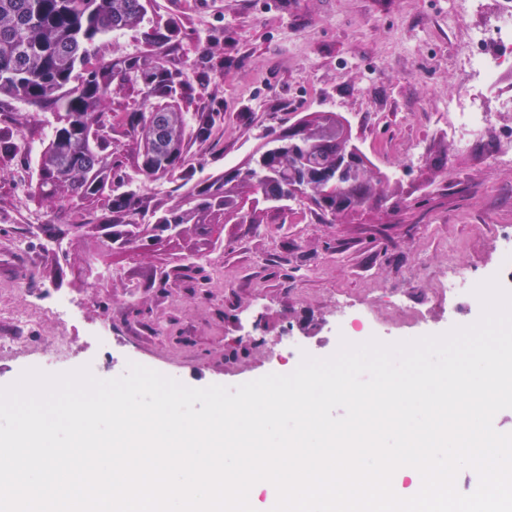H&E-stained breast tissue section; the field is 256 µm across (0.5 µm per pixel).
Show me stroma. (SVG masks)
Here are the masks:
<instances>
[{"label": "stroma", "instance_id": "obj_1", "mask_svg": "<svg viewBox=\"0 0 512 512\" xmlns=\"http://www.w3.org/2000/svg\"><path fill=\"white\" fill-rule=\"evenodd\" d=\"M453 0H148L151 26L177 22L170 62L187 76L204 52L224 76L196 95L193 112L221 111L205 144L188 147L186 176L202 180L244 162L266 135L311 112L344 116L355 142L389 178L390 195L332 224L299 203L262 212L257 224L193 226L143 250H102L97 235L50 239V209L31 189L53 112L0 103V134L19 150L0 155V313L33 323L31 350L0 353V387L37 367L35 348L57 336L73 346L67 372L96 359L111 337L103 374L126 360L193 387L229 388L293 364L276 360L282 337L326 358L341 340L441 334L475 322L455 314L437 279L452 268L499 274L494 240L512 227V168L494 163L512 144V113H494L487 140L452 150L442 110L459 89L455 60L480 14L451 17ZM214 279L204 292L203 278ZM58 290L73 297L74 323L43 308ZM371 311L359 328L341 305Z\"/></svg>", "mask_w": 512, "mask_h": 512}]
</instances>
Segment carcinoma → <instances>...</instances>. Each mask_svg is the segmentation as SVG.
<instances>
[{
  "mask_svg": "<svg viewBox=\"0 0 512 512\" xmlns=\"http://www.w3.org/2000/svg\"><path fill=\"white\" fill-rule=\"evenodd\" d=\"M145 16V0H0V98L56 117L32 195L65 218L59 234L74 224H106L133 250L142 243L148 210L160 239L171 224H254L267 188L288 197L303 185L320 196L308 209L333 221L357 213L359 200L381 196L382 179L359 147L352 162L336 164L342 137L336 112L313 113V131L301 141L290 138L289 125L271 132L254 161L229 178L221 173L183 181L170 207L150 208L140 191L116 189L124 165L119 137L136 142L141 176L172 177L183 171L190 143L206 142L221 120L219 112L183 110L194 86L164 59L179 44L175 22L144 30V49L136 55L91 62L98 41L141 27ZM126 86L140 90L142 103L123 110L118 128L107 131L105 109L112 93Z\"/></svg>",
  "mask_w": 512,
  "mask_h": 512,
  "instance_id": "carcinoma-1",
  "label": "carcinoma"
}]
</instances>
